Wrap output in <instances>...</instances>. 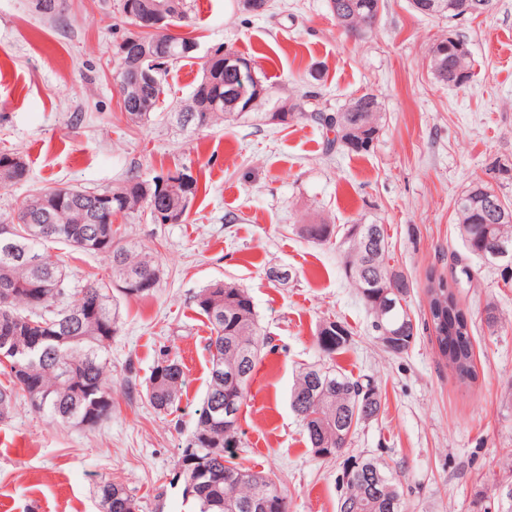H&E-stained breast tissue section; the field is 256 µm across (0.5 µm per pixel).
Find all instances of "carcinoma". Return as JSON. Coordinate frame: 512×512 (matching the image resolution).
Masks as SVG:
<instances>
[{"label": "carcinoma", "instance_id": "1", "mask_svg": "<svg viewBox=\"0 0 512 512\" xmlns=\"http://www.w3.org/2000/svg\"><path fill=\"white\" fill-rule=\"evenodd\" d=\"M373 7L360 8V0H329L331 12L344 14L336 26L346 35L365 38L373 33L384 9V0H371ZM456 0H436V8L414 9L426 16L453 20L450 6ZM190 57L180 46L167 58H147L129 63L154 75L148 97L157 105L163 93L162 73ZM435 80L448 87L462 83L449 55L443 67L432 71ZM229 79L224 58H214L209 82H199L177 122L195 131L239 113L224 104L210 112L202 102L224 95ZM345 122L344 149L367 153L379 132L380 106L376 95L365 92L341 109ZM305 116L304 104L284 100L264 119L271 124ZM0 152V183H18L27 178L20 156L9 163ZM171 186L167 208L174 223H182L188 206L202 190L198 179ZM146 181L131 176L114 187L96 191L77 190L64 201H56L58 189L48 188L28 197L17 213L14 233L0 232V289L11 292V300L0 301V420L12 414L18 396H24L32 412L59 424L93 428L112 413L111 363L109 348L119 331L120 312L109 288L89 281L80 289L71 287L59 261L45 250L58 242L91 254H106L112 262V289L126 298L153 295L162 269L157 251L125 243L112 231L109 216L128 217L151 209L145 198ZM487 184L478 180L456 200L461 237L472 253L479 251L488 231L512 240V208L500 212L485 207ZM111 196L109 213L95 207L96 195ZM301 233L318 243H329L335 233L331 224H305ZM344 272L371 311L372 330L384 348L394 354L407 352L417 337L407 298L411 284L402 271L388 262L389 244L381 224H351L343 234ZM392 279L398 294L385 293L382 284ZM430 313L439 354L463 383L477 379L474 336L460 300L454 298L448 281L428 277ZM195 304L207 322L210 336L209 380L195 422L182 452L180 470L194 478L192 500L198 512H288V490L274 473L256 472L231 461L240 447V411L254 381L262 353L270 338L259 326L248 291L234 283L215 282L201 289ZM395 331L386 336L381 327ZM351 331L337 321L322 324L317 333L320 348L331 355L350 341ZM186 375L175 358L162 359L151 371L145 396L151 407L165 414L178 411ZM291 406L300 417L311 450L321 458H333L347 447L357 428L379 414L381 393L371 381L363 382L325 366H308L297 377ZM346 491L338 502L339 512H403L399 487L384 463L374 457L351 456L344 462L341 477ZM102 512H139L131 490L121 483L107 482L98 489Z\"/></svg>", "mask_w": 512, "mask_h": 512}]
</instances>
